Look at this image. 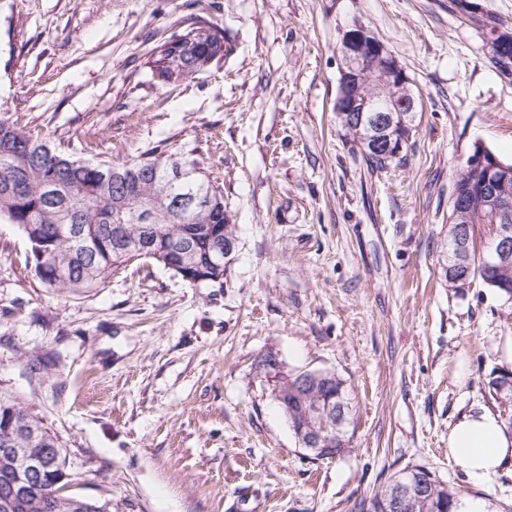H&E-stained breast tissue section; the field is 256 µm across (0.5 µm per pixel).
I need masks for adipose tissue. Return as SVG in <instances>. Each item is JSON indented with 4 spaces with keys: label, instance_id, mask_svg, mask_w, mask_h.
<instances>
[{
    "label": "adipose tissue",
    "instance_id": "adipose-tissue-1",
    "mask_svg": "<svg viewBox=\"0 0 512 512\" xmlns=\"http://www.w3.org/2000/svg\"><path fill=\"white\" fill-rule=\"evenodd\" d=\"M448 446L467 471L479 477L512 458V434L488 412L463 416L451 429Z\"/></svg>",
    "mask_w": 512,
    "mask_h": 512
}]
</instances>
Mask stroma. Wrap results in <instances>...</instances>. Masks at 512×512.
<instances>
[{
    "label": "stroma",
    "instance_id": "obj_1",
    "mask_svg": "<svg viewBox=\"0 0 512 512\" xmlns=\"http://www.w3.org/2000/svg\"><path fill=\"white\" fill-rule=\"evenodd\" d=\"M206 23L230 45L190 79L150 60ZM364 26L421 103L402 161L367 169L333 110L343 34ZM0 117L60 150L196 161L238 236L223 285L151 259L90 292L46 288L0 224V387L42 418L74 493L110 512H353L423 465L512 512V463L477 477L448 433L512 414V300L444 283L459 165L512 162V79L452 0H0ZM343 380L351 449L299 447L258 362ZM399 474L392 475L386 482L373 488L369 495L361 497L355 505V512H380L382 500L389 488L398 481Z\"/></svg>",
    "mask_w": 512,
    "mask_h": 512
}]
</instances>
